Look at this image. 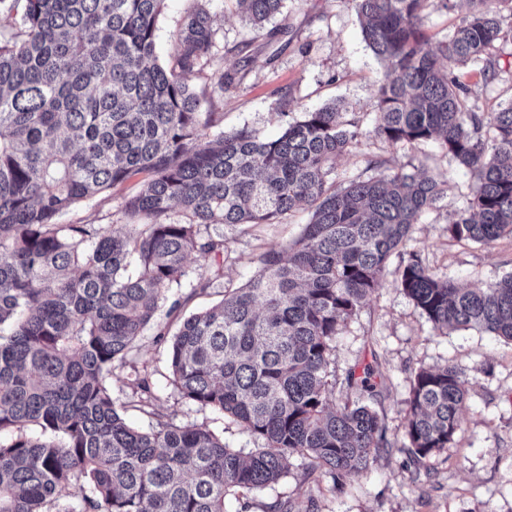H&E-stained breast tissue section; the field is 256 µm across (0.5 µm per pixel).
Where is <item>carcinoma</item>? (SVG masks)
<instances>
[{
	"label": "carcinoma",
	"instance_id": "cac0c4a2",
	"mask_svg": "<svg viewBox=\"0 0 512 512\" xmlns=\"http://www.w3.org/2000/svg\"><path fill=\"white\" fill-rule=\"evenodd\" d=\"M165 0H0L20 13L0 41V512H251L254 496L299 459L298 487L331 490L367 472L387 445L379 413L363 398L385 387L370 364L336 379V337L375 291L410 229L446 183L382 173L345 186L336 160L359 142V120L340 103L297 117L288 99L282 131L266 138L223 113L199 111L188 83L213 65L216 30L196 0L183 17L174 63L157 62ZM254 38L283 0H224ZM364 40L386 71L373 133L388 146L434 141L473 177L468 210L448 225L456 242L512 236V102L468 105L454 66L497 75L492 51L512 36L501 5L467 0L468 15L427 47L428 0H351ZM240 72L211 70L212 93ZM141 176L110 224H59L64 210ZM302 207L311 218L291 243L260 258L258 272L224 298L181 316L167 348L183 400L230 418L264 441L230 448L203 424L157 409L151 377L129 382L127 406L152 420L142 431L112 398L108 377L186 276L203 261L191 295L224 278V224H279ZM399 286L440 332L476 327L512 344V274L481 288L437 277L420 258L402 261ZM467 381L455 367L421 369L410 386L403 448L416 473L454 440Z\"/></svg>",
	"mask_w": 512,
	"mask_h": 512
}]
</instances>
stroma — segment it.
Here are the masks:
<instances>
[{"label":"stroma","mask_w":512,"mask_h":512,"mask_svg":"<svg viewBox=\"0 0 512 512\" xmlns=\"http://www.w3.org/2000/svg\"><path fill=\"white\" fill-rule=\"evenodd\" d=\"M193 6L194 0H165L157 24L161 64H171L182 19ZM210 11L217 30V66L229 73L242 67L249 70L236 91L214 100L209 97L211 83L206 75L189 79L203 99V111L223 113L225 131L247 125L264 135H277L280 127L275 109L283 97L295 112L333 101L342 103L359 118L363 135L355 148L337 160L332 180L343 185L374 176V169L368 166L373 160L393 172L446 181L444 197L413 224L408 250L417 253L437 277H450L464 286H482L512 273V237L503 236L487 246L448 237L449 224L468 207L470 174L458 168L437 144L387 146L373 136L384 66L367 47L351 0H284L281 13L270 24L292 31L293 38L285 47L252 41L249 23L226 10L224 0H212ZM468 11L466 0H448L444 5L429 0L425 33L430 45L445 40ZM244 41L249 44L246 53L235 52V45ZM496 56L499 75L485 86L477 82L478 64L455 68L473 87L470 104L483 112L512 101V42L501 45ZM135 186L131 180L83 201L60 214L58 221L109 224L124 231L129 218L123 203ZM308 219V213L300 210L282 224L224 226L228 254L223 282L215 283L208 295L192 296L200 268L199 260L192 258L187 277L172 286L170 299H183L189 311L219 301L225 284L246 283L259 267V255L296 239ZM400 266V257L389 260L376 291L336 340L337 373L360 362L372 365L385 378L386 388L375 408L384 417L388 447L367 473L348 478L341 491H331L326 482L301 489L294 477L287 476L257 494L256 507L287 495L295 500L296 512H306L311 501L316 504L315 512H512V346L476 329L446 334L434 330L399 288ZM168 310V305H161L154 325L139 338L128 365L116 367L110 376L116 403L129 400L128 381L136 368L144 366L153 373L162 411L176 423L206 425L231 448L262 447V440L243 432L223 414L199 409L174 391L168 379L166 350L155 341L157 325L174 322ZM446 364L466 375L467 399L453 443L436 457L431 476L418 478L402 448L410 384L418 370Z\"/></svg>","instance_id":"35a3bbf8"}]
</instances>
